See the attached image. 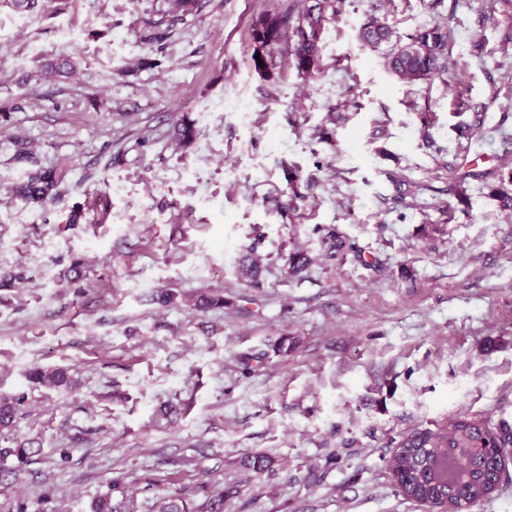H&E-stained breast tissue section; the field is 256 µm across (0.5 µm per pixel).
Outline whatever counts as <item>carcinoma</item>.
Returning a JSON list of instances; mask_svg holds the SVG:
<instances>
[{"mask_svg": "<svg viewBox=\"0 0 512 512\" xmlns=\"http://www.w3.org/2000/svg\"><path fill=\"white\" fill-rule=\"evenodd\" d=\"M345 0H302V7L292 6L276 13H264L251 25L253 52L260 53L262 65L255 70L268 69L269 52L285 50L290 65L305 79L320 75L323 64L319 52L321 34L329 16L336 15ZM391 28L384 22L370 18L357 31V41L364 47H377L390 39ZM448 42V33L441 26L425 28L409 37L389 58V71L401 82L413 84L433 77L441 70L440 59ZM16 161L32 166L17 181L12 191L28 203L44 204L56 197L59 184L66 176L63 167L37 166L32 153L22 147ZM261 237L247 246L238 264V276L258 286L260 283L257 248ZM326 256L353 249V244L330 228L321 239ZM192 306L203 311L224 306V297L202 292L192 298ZM32 381L49 387H69L72 380L64 368L43 370L35 367L30 372ZM24 398L0 399V432L9 431L19 414ZM394 452L390 469L398 479L400 494L416 502L431 500L446 512H469L477 502L491 494L488 482L496 468L490 456L492 448L512 446V427H490L468 418H457L447 427L415 431L392 440ZM41 454L29 442L13 447H0V484L5 483L23 467ZM16 460L15 467L7 461ZM236 493L234 488L205 491L200 503L187 501L180 494L158 497L150 512H224V500ZM91 512H126L125 499L116 502L105 497L92 505Z\"/></svg>", "mask_w": 512, "mask_h": 512, "instance_id": "carcinoma-1", "label": "carcinoma"}]
</instances>
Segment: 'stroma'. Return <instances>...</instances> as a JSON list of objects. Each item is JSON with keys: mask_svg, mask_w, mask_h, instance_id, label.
I'll return each mask as SVG.
<instances>
[{"mask_svg": "<svg viewBox=\"0 0 512 512\" xmlns=\"http://www.w3.org/2000/svg\"><path fill=\"white\" fill-rule=\"evenodd\" d=\"M283 2L175 21L162 0H0V396H24L14 435L41 449L0 512H91L116 480L138 512L201 484L235 487L224 512H426L394 486L391 440L512 425V210L494 194L512 169V0H346L310 81L281 57L252 66L251 21ZM371 16L403 40L444 26L440 73L398 81L393 43L356 40ZM60 56L75 73L42 79ZM241 95L247 124L225 107ZM20 139L67 167L53 202L13 194ZM323 227L354 250L325 257ZM258 228L253 288L236 269ZM297 250L312 263L291 277ZM165 289L225 305L164 306ZM36 366L79 385L34 384ZM255 455L268 470L245 469Z\"/></svg>", "mask_w": 512, "mask_h": 512, "instance_id": "1", "label": "stroma"}]
</instances>
